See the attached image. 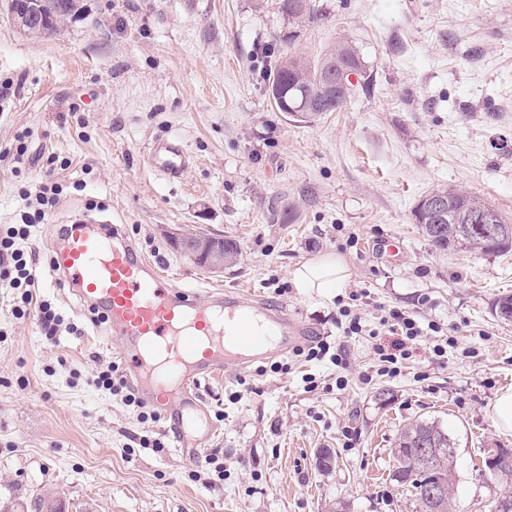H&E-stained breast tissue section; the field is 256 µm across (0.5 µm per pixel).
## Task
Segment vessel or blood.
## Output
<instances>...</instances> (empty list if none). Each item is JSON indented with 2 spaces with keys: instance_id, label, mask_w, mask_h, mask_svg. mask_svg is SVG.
<instances>
[{
  "instance_id": "b4317fda",
  "label": "vessel or blood",
  "mask_w": 512,
  "mask_h": 512,
  "mask_svg": "<svg viewBox=\"0 0 512 512\" xmlns=\"http://www.w3.org/2000/svg\"><path fill=\"white\" fill-rule=\"evenodd\" d=\"M149 164L175 179L187 159L180 144L163 140ZM50 266L81 305L105 315L127 384L170 422L175 448L191 461L210 438L201 382L287 354L301 333L287 308L249 291L182 289L117 227L92 219L51 244Z\"/></svg>"
}]
</instances>
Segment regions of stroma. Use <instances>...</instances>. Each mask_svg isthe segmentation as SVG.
I'll return each mask as SVG.
<instances>
[{
  "instance_id": "1",
  "label": "stroma",
  "mask_w": 512,
  "mask_h": 512,
  "mask_svg": "<svg viewBox=\"0 0 512 512\" xmlns=\"http://www.w3.org/2000/svg\"><path fill=\"white\" fill-rule=\"evenodd\" d=\"M84 4L50 36L0 13V145L26 130L32 153L20 165L0 156V225L19 222V188L44 180L37 153L64 159L53 175L64 191L32 250L42 295L77 328L46 338L0 301V500L26 512L40 497L67 512H334L340 500L348 512H413L391 448L404 424L426 419L455 442L464 512H488L508 487L482 471L484 451L512 448L492 416L512 389V323L492 310L512 293V251L438 252L411 211L453 185L512 218V0H315L320 19L301 23L278 0ZM289 32L305 57L352 41L369 89L308 124L278 112L266 78L279 56L266 49ZM165 139L189 159L180 179L148 164ZM86 214L120 225L180 287L251 290L319 336H337L338 308L298 294L290 273L336 253L367 324L397 307L458 345L438 357L419 339L395 378L373 375L366 336L342 339L344 369L291 355L285 373L216 376L201 388L213 436L187 461L164 421L140 422L94 384L120 356L46 255L60 225ZM173 229L233 239L240 258L210 273L171 245ZM321 448L337 459L327 472Z\"/></svg>"
}]
</instances>
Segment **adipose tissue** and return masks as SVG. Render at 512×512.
Wrapping results in <instances>:
<instances>
[{"label": "adipose tissue", "instance_id": "adipose-tissue-1", "mask_svg": "<svg viewBox=\"0 0 512 512\" xmlns=\"http://www.w3.org/2000/svg\"><path fill=\"white\" fill-rule=\"evenodd\" d=\"M290 279L303 296L330 301L349 282L350 268L340 256L325 253L299 263Z\"/></svg>", "mask_w": 512, "mask_h": 512}]
</instances>
